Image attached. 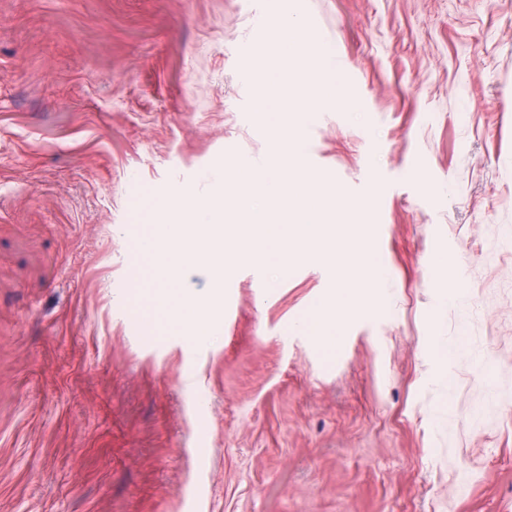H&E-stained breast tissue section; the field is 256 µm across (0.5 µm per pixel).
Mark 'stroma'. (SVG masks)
<instances>
[{
    "label": "stroma",
    "instance_id": "35a3bbf8",
    "mask_svg": "<svg viewBox=\"0 0 512 512\" xmlns=\"http://www.w3.org/2000/svg\"><path fill=\"white\" fill-rule=\"evenodd\" d=\"M290 7L353 102L304 160L377 227L378 299L323 348L321 255L238 262L189 343L140 250L270 159L262 0H0V512H512V0Z\"/></svg>",
    "mask_w": 512,
    "mask_h": 512
}]
</instances>
